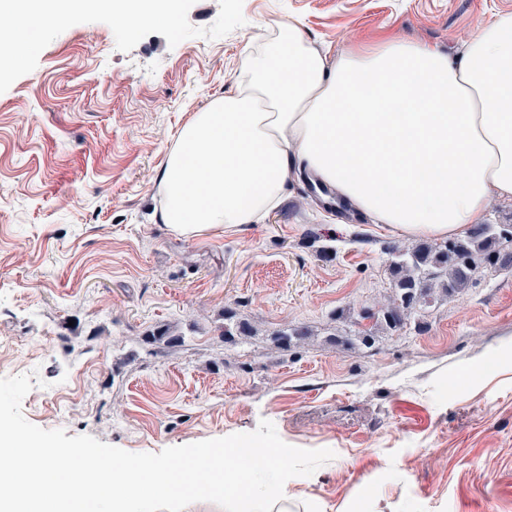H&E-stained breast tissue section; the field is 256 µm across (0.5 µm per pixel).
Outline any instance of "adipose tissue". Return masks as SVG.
<instances>
[{"mask_svg": "<svg viewBox=\"0 0 512 512\" xmlns=\"http://www.w3.org/2000/svg\"><path fill=\"white\" fill-rule=\"evenodd\" d=\"M179 0H0V73L32 37L80 11L130 30L174 24ZM248 52L234 91L194 113L167 148L159 220L210 239L261 222L308 170L375 223L406 236L463 234L512 199V13L456 55L406 39L331 57L293 23Z\"/></svg>", "mask_w": 512, "mask_h": 512, "instance_id": "ef3b65f1", "label": "adipose tissue"}]
</instances>
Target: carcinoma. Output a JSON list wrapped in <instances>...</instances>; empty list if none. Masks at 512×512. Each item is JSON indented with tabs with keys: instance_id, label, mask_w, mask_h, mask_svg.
<instances>
[{
	"instance_id": "carcinoma-1",
	"label": "carcinoma",
	"mask_w": 512,
	"mask_h": 512,
	"mask_svg": "<svg viewBox=\"0 0 512 512\" xmlns=\"http://www.w3.org/2000/svg\"><path fill=\"white\" fill-rule=\"evenodd\" d=\"M510 237L511 224H476L466 235L441 244L422 240L408 247H392L388 251L391 296L376 311L364 312L363 317L391 332L404 329L413 311L427 305L435 290L452 298L470 286L476 269L482 265L512 269V255L504 254V243ZM311 336L309 327L290 325L276 333L273 342L288 350ZM144 342L174 347L180 338L164 326L146 333Z\"/></svg>"
}]
</instances>
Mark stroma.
<instances>
[{
    "mask_svg": "<svg viewBox=\"0 0 512 512\" xmlns=\"http://www.w3.org/2000/svg\"><path fill=\"white\" fill-rule=\"evenodd\" d=\"M512 0H180L136 32L79 13L0 76V377L31 423L157 453L274 423L333 460L284 488L299 512H512V270L425 306L372 347L385 249L411 237L306 180L263 223L210 240L158 222L168 143L222 98L245 49L296 22L332 55L403 38L442 50ZM252 336L224 337V312ZM344 320H337V313ZM308 325L304 347L274 334ZM159 326L181 345L144 343Z\"/></svg>",
    "mask_w": 512,
    "mask_h": 512,
    "instance_id": "obj_1",
    "label": "stroma"
}]
</instances>
